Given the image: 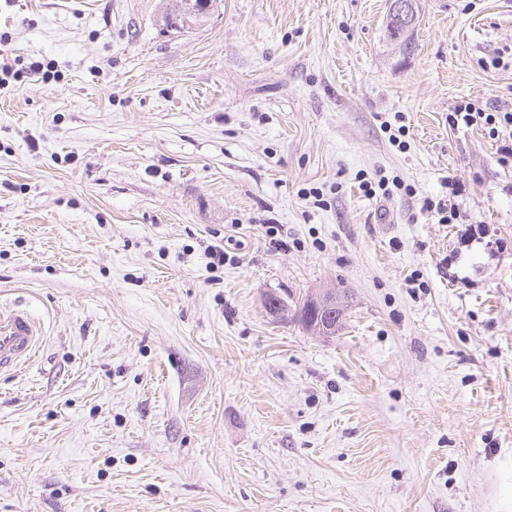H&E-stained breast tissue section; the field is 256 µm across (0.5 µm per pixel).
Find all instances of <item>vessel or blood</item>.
<instances>
[{"mask_svg":"<svg viewBox=\"0 0 512 512\" xmlns=\"http://www.w3.org/2000/svg\"><path fill=\"white\" fill-rule=\"evenodd\" d=\"M40 339L38 326L26 312L0 309V371L28 364Z\"/></svg>","mask_w":512,"mask_h":512,"instance_id":"obj_1","label":"vessel or blood"}]
</instances>
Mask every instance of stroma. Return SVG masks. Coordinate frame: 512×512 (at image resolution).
I'll use <instances>...</instances> for the list:
<instances>
[{
    "instance_id": "1",
    "label": "stroma",
    "mask_w": 512,
    "mask_h": 512,
    "mask_svg": "<svg viewBox=\"0 0 512 512\" xmlns=\"http://www.w3.org/2000/svg\"><path fill=\"white\" fill-rule=\"evenodd\" d=\"M421 4L405 58L387 0L188 33L0 0V309L42 329L0 373V512H512V168L448 125L512 108V0ZM323 288L330 338L262 305ZM415 25L416 24L413 25L411 31H406L403 25H397L392 19L389 20L387 16L385 25L386 39L393 44L404 57L410 56L415 49V44L412 41Z\"/></svg>"
}]
</instances>
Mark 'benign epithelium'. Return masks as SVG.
I'll return each instance as SVG.
<instances>
[{
  "mask_svg": "<svg viewBox=\"0 0 512 512\" xmlns=\"http://www.w3.org/2000/svg\"><path fill=\"white\" fill-rule=\"evenodd\" d=\"M388 5L391 18L405 24L410 22L413 11L412 0H388ZM262 303L272 320L280 322L292 319L324 337L336 335L346 311L338 301L336 293L325 289L308 297L303 310L299 308L293 312L290 311L288 302L275 290L266 291L263 294Z\"/></svg>",
  "mask_w": 512,
  "mask_h": 512,
  "instance_id": "obj_1",
  "label": "benign epithelium"
}]
</instances>
